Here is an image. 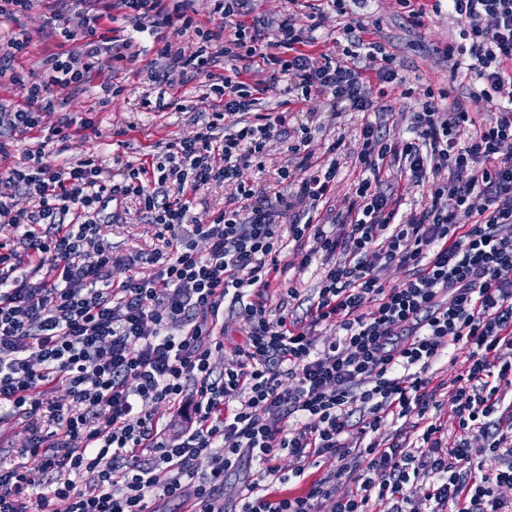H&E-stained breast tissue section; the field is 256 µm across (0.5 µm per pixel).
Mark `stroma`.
Masks as SVG:
<instances>
[{
	"label": "stroma",
	"instance_id": "stroma-1",
	"mask_svg": "<svg viewBox=\"0 0 512 512\" xmlns=\"http://www.w3.org/2000/svg\"><path fill=\"white\" fill-rule=\"evenodd\" d=\"M349 19L369 24L371 39L387 44L397 58L402 75L408 80L435 88L448 87L450 70L439 50L457 32L456 21L449 11H442L425 27L418 28L407 21L397 0H350L347 16L340 17L334 11H326L316 31L320 42L331 43ZM6 28L30 35L29 52L21 59L20 65L25 71L40 73L45 52L52 42L49 12L41 7L35 8L32 12L16 16L7 23ZM152 62V55H142L116 71L109 57H100L97 70L101 76H113L115 82L124 87L123 93L115 97L108 107L99 105L98 79L91 80L78 90L63 92L62 111L77 116H92L94 125L68 141L57 143V160L74 163L93 153L106 160L115 156L134 160L140 154L150 152L156 142L184 136L196 129L203 120L205 108L200 101L198 82L184 87L188 104L185 111H148L140 108L141 97L150 90L144 78ZM303 109L313 115L315 135L310 145L313 152H321L325 143L340 135L345 138L347 151H357L359 114L327 95L311 99ZM155 232V227L145 223L134 209L129 210L122 223L104 229L105 238L117 256L150 253L161 248L162 243L156 238Z\"/></svg>",
	"mask_w": 512,
	"mask_h": 512
}]
</instances>
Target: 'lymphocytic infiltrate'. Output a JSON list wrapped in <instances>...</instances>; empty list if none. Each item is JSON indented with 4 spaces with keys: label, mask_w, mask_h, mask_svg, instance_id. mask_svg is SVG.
<instances>
[{
    "label": "lymphocytic infiltrate",
    "mask_w": 512,
    "mask_h": 512,
    "mask_svg": "<svg viewBox=\"0 0 512 512\" xmlns=\"http://www.w3.org/2000/svg\"><path fill=\"white\" fill-rule=\"evenodd\" d=\"M213 2L204 23L193 0H0L1 20L51 7L57 41L31 81L17 66L30 37L0 40V87L24 92L22 105L0 107V160L10 137L38 141L24 163L0 171L13 189L0 192V224L16 232L0 243V413L24 419L22 453L38 461L32 472L0 460V512H55L59 501L67 512H159L160 500L220 512L227 476L246 464L254 475L232 512H373L383 501L389 512H512L502 495L512 488V404L501 395L512 388V235L500 232L512 226V0H398L418 27L442 8L454 13L458 33L442 54L484 88L465 100L405 89L416 106L408 137L396 139L370 120L363 77L370 69L379 82L398 81L387 47L349 22L332 48H316L314 19L328 6L346 14V0H289L306 10L305 25L257 13L254 0ZM105 20L121 32L103 33ZM161 29L146 78L159 87L175 72L203 81L209 110L195 134L158 142L116 170L94 154L57 161L54 144L93 122L62 113L48 128L44 113L91 81L101 53L123 68L140 36ZM74 41L80 50H67ZM245 61L284 80L287 100L258 111L261 83L244 78ZM322 95L362 115L359 175L335 230L322 205L336 190L343 141L314 156L296 111ZM478 107L495 119L477 121ZM276 135L291 163L277 168L274 185L246 179V169L264 171ZM406 182L422 187L423 201L404 214ZM212 184L231 187L229 200L192 223L194 196ZM132 202L164 250L113 255L102 227L121 223ZM316 259L322 275L305 317L271 307L281 288L299 299L297 277ZM142 264L151 275H139ZM393 265L410 271L398 286L380 277ZM118 268L124 278L114 277ZM228 308L247 322V339L218 375L211 358L224 348ZM323 325L336 335L321 343ZM462 348L447 423L430 413L439 390L431 367ZM59 385L68 404L51 396ZM150 402L190 414L178 443L146 412ZM408 417L422 425L416 446L374 440L387 420ZM475 431L496 468L474 460ZM351 433L364 446L347 445ZM322 465L326 473L309 479ZM45 474L54 477L47 490ZM294 478L303 489H289ZM344 480L349 490L337 493Z\"/></svg>",
    "instance_id": "f902f5d3"
}]
</instances>
